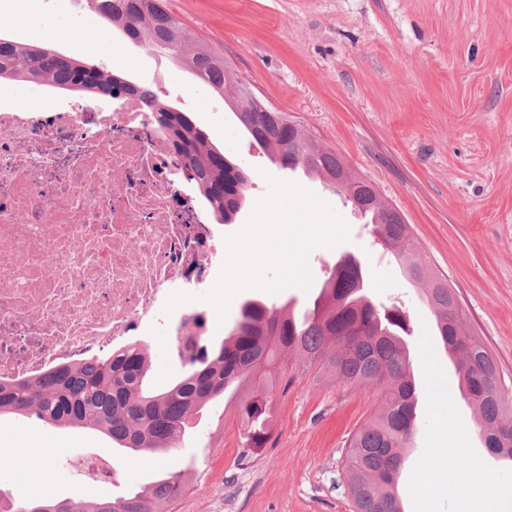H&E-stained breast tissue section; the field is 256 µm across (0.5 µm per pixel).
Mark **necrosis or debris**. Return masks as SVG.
Instances as JSON below:
<instances>
[{
	"instance_id": "4bbe7bcc",
	"label": "necrosis or debris",
	"mask_w": 512,
	"mask_h": 512,
	"mask_svg": "<svg viewBox=\"0 0 512 512\" xmlns=\"http://www.w3.org/2000/svg\"><path fill=\"white\" fill-rule=\"evenodd\" d=\"M180 166L135 95L0 109L1 380L120 351L174 292L209 284L224 229ZM166 330L189 365L194 314Z\"/></svg>"
}]
</instances>
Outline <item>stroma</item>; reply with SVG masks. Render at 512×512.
<instances>
[{
	"label": "stroma",
	"mask_w": 512,
	"mask_h": 512,
	"mask_svg": "<svg viewBox=\"0 0 512 512\" xmlns=\"http://www.w3.org/2000/svg\"><path fill=\"white\" fill-rule=\"evenodd\" d=\"M189 32L223 49L229 69L262 102L288 113L316 147L335 152L354 178L409 224L426 265L448 281L466 324L495 353L512 384V0H166ZM101 40L96 50L74 36ZM0 35L46 46L126 76L188 113L210 142L253 174L246 200L225 236L239 233L270 179L298 184L339 215L350 239L311 251L315 283L343 257H354L376 303L398 307L410 330L412 370L423 407L398 489L404 512H512V463L488 453L475 433L477 413L459 390L455 363L435 334L423 286L412 283L377 245L341 193L303 170H284L256 145L226 99L167 57L112 30L86 0H36L0 18ZM292 287L272 295L248 288L226 317L204 300L182 308L204 314L207 345L221 342L242 305L304 303ZM170 340L151 334L149 383L174 384L183 366ZM294 380L273 403L266 448L246 454L232 396L190 420L174 451L128 453L104 434L55 428L38 419L0 418V449L14 462L0 469V488L15 497H119L183 471L189 491L174 512H351L339 467L350 437L377 411L372 386L338 381L298 359L284 361ZM448 382L445 405L433 397V371ZM109 456L112 483L89 485L71 475L72 457Z\"/></svg>",
	"instance_id": "obj_1"
}]
</instances>
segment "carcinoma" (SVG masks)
I'll return each instance as SVG.
<instances>
[{
	"label": "carcinoma",
	"mask_w": 512,
	"mask_h": 512,
	"mask_svg": "<svg viewBox=\"0 0 512 512\" xmlns=\"http://www.w3.org/2000/svg\"><path fill=\"white\" fill-rule=\"evenodd\" d=\"M91 8L130 42L159 50L217 94L230 76L224 52L189 36L163 0H88ZM21 81L60 90L114 97L134 93L149 108L153 125L191 172L218 223L229 224L242 207L251 173L208 143L190 117L133 82L84 65L51 49L0 37V81ZM234 115L281 168L320 176L344 193L372 224L377 241L391 251L404 273L427 285L437 334L456 359L462 394L477 410V434L488 451L512 461V391L505 388L494 354L464 324V311L448 282L424 265L409 225L385 206L373 186L351 176L336 154L309 144L284 112H259L247 84L231 101ZM403 318L364 292L361 270L342 259L307 304L270 308L244 304L224 342L202 350L185 375L168 389L148 384L151 360L140 346L106 358L50 371L25 381H0V417L35 416L59 427L90 428L117 449L167 453L190 417L229 390H245L237 410L245 447H266L273 394H284L293 378L276 373L286 356L354 386L381 391L378 412L348 441L343 470L353 512H404L398 480L401 449L410 447L420 417L410 350L400 336ZM183 472L169 471L137 492L87 500L78 495L24 501L0 490V512H170L185 493Z\"/></svg>",
	"instance_id": "1"
}]
</instances>
